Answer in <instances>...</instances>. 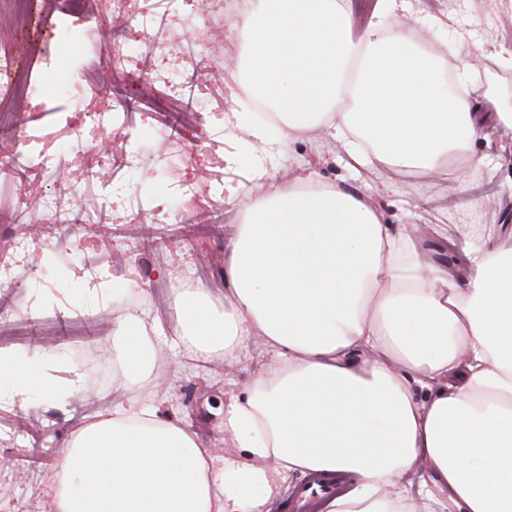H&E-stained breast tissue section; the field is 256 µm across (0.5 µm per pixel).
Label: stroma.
Segmentation results:
<instances>
[{"label":"stroma","instance_id":"obj_1","mask_svg":"<svg viewBox=\"0 0 512 512\" xmlns=\"http://www.w3.org/2000/svg\"><path fill=\"white\" fill-rule=\"evenodd\" d=\"M63 0H34L33 12L42 39L14 42L15 20L0 22V43L11 46L26 61L33 78L44 85L67 80L80 72L87 47L80 35L82 23L73 20L66 43L45 42L52 33ZM410 12L420 17L416 38L426 47H442L447 55L462 52L475 40L500 39L512 31V0H408ZM199 70L212 89V105L225 111L224 128L212 133L207 125L193 128L189 137L199 152L189 169L200 185L220 179L228 194L221 208L224 221L236 223V200L254 183L251 164L229 161L237 143L232 110L247 111L251 104L235 97V80L221 63L197 55L185 59ZM482 89L474 96L479 111L512 108V69L486 63ZM9 117L0 126V146H9L24 134L47 127L53 114L33 112L21 102L0 105ZM168 118L156 112L135 116L132 125L115 123L102 137L112 144L113 173L129 147L141 150L146 163L131 181L134 195L149 204L175 201L174 175L157 163L166 144L157 129ZM469 151L487 158L488 166L468 168L461 161L448 164L445 177L431 179L417 173L403 175L385 189L376 202L391 229L406 224H484L487 209L496 220L512 225V135L485 129L472 139ZM255 161L266 163L271 183L315 172L321 179L356 189L374 177L350 168L336 146L324 138L298 140L289 145L270 141L259 148ZM485 200L486 209L469 206L471 198ZM30 241L25 257L14 258L11 246L18 238ZM224 232H200L188 224H130L116 210L109 221L63 230L46 223L13 224L0 219V256L15 260L17 282L0 286V305L14 309L28 334L16 344L30 357L45 354L62 359L83 375L82 389L63 405L47 403L26 408L0 402V512H53V475L71 432L95 413L131 399L154 403L160 415L194 431L203 448L224 465V398L242 390L259 364L272 360L270 352H255L235 370L223 362H205L172 343L176 325L175 291L203 288L213 297L224 296ZM115 281L133 282L135 290L113 297ZM135 313L160 338L161 387H124L119 364L112 359L115 309Z\"/></svg>","mask_w":512,"mask_h":512}]
</instances>
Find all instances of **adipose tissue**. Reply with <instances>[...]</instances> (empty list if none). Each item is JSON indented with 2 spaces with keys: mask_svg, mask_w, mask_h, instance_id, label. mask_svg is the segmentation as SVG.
<instances>
[{
  "mask_svg": "<svg viewBox=\"0 0 512 512\" xmlns=\"http://www.w3.org/2000/svg\"><path fill=\"white\" fill-rule=\"evenodd\" d=\"M398 0L355 27L350 0H253L238 30L236 84L270 126L238 113L241 158L324 131L352 163L397 181L440 177L486 123L475 112L477 41L448 68L420 48ZM463 242L453 267L415 228L391 231L372 193L316 174L246 196L224 254V300L176 292L178 342L234 368L250 344L275 354L224 406L223 469L195 433L140 403L76 428L55 473L54 512H270L283 473L339 476L326 512H512V230L435 224ZM112 355L131 385L155 381L157 340L122 317ZM46 362L0 350V399L65 401Z\"/></svg>",
  "mask_w": 512,
  "mask_h": 512,
  "instance_id": "adipose-tissue-1",
  "label": "adipose tissue"
}]
</instances>
